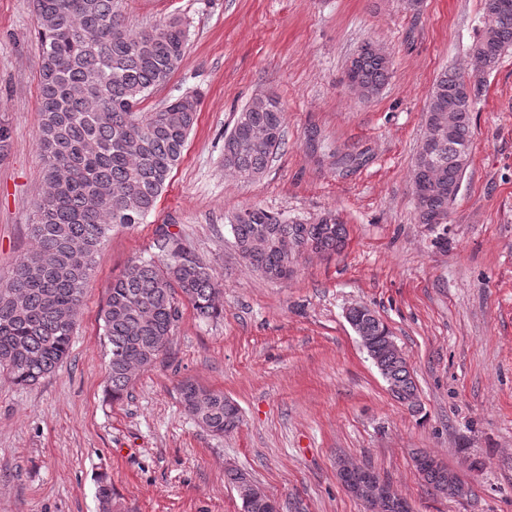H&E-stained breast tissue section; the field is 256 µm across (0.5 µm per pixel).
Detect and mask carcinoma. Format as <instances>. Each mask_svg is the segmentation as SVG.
I'll list each match as a JSON object with an SVG mask.
<instances>
[{
  "label": "carcinoma",
  "instance_id": "1",
  "mask_svg": "<svg viewBox=\"0 0 512 512\" xmlns=\"http://www.w3.org/2000/svg\"><path fill=\"white\" fill-rule=\"evenodd\" d=\"M483 0L482 32L471 49L474 69L495 68L512 49V4ZM41 46L38 147L45 192L35 206L32 250L0 286V373L18 385H33L68 355L80 306L96 258L112 226L141 224L156 208L173 168L180 161L196 120L200 95L187 93L154 112L141 104L180 67L185 34L173 19L137 33L125 29L114 0H34ZM361 82L360 98H374L390 77L391 62L374 44H364L351 60ZM477 84L454 69L435 78L426 112V131L453 117L452 135L431 163L414 164L413 176L430 186L416 203L421 224L448 215L468 167L472 112ZM284 113L250 102L224 136V169L249 181L264 173L283 143ZM246 264L263 276L282 280L293 273L296 255L276 247L252 260L259 237H289L317 253L334 254L347 229L327 214L314 224L290 221L263 209L231 224ZM157 257L138 256L112 282L101 312L110 345L108 396L127 393L136 371L164 354L186 302L198 315L219 313L217 277L176 234L158 229ZM360 333L375 339L381 375L397 387L396 400L417 397L404 364L387 356L389 329L370 314ZM181 404L203 396L200 424L222 436L237 429L241 413L224 393L191 381L178 386Z\"/></svg>",
  "mask_w": 512,
  "mask_h": 512
}]
</instances>
